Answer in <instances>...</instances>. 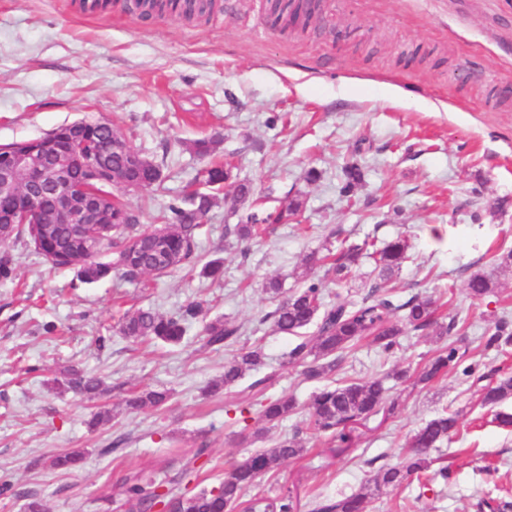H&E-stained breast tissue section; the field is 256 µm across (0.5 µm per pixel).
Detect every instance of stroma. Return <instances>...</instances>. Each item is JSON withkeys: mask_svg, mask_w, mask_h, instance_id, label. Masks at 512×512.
Returning a JSON list of instances; mask_svg holds the SVG:
<instances>
[{"mask_svg": "<svg viewBox=\"0 0 512 512\" xmlns=\"http://www.w3.org/2000/svg\"><path fill=\"white\" fill-rule=\"evenodd\" d=\"M80 119L111 120L126 142L158 164L164 189L122 194L139 223L156 224L181 205L206 159L195 140H213L210 158L249 181L253 199L231 212L224 202L198 231L200 263L221 259L212 281L179 269L152 281L80 283L23 241L9 246L14 279L0 281V482L35 489L48 512H123L118 487L142 472L164 479L200 446L209 457L188 493L219 485L231 466L305 428V405L322 384L382 380L386 401L354 424L348 442L306 435L301 458L260 478L253 499L290 496L293 512L316 497L348 495L377 470L403 462L409 439L442 412L458 413L455 435L432 449L447 478L410 479L368 498L365 512H480L483 499L512 503V430L481 405L485 380L512 373V346L486 352L494 318H512V0H321L317 22L281 31L265 0H223L197 21L145 17L112 0L89 15L79 0H0V143L38 138ZM362 177L341 195L345 164ZM319 177L308 181V170ZM295 198L297 223L239 243L228 226L248 213ZM404 236L411 250L390 281L399 300L431 297L458 363L430 384L395 379L423 368L439 349L407 330L390 353L359 341L326 381L307 379L287 358L291 336L264 316L275 303L268 278L289 295L305 282L304 258L326 246ZM493 273V294L471 299L474 272ZM192 301L204 317L180 344L135 341L119 333L125 309L168 314ZM241 324L224 348L205 344L206 322ZM109 337L98 348V336ZM261 345L263 392L244 385L204 396L225 362ZM98 376L104 396L88 401L58 389L60 370ZM474 375H464L466 367ZM169 393L160 408L126 413L130 391ZM294 397L299 408L262 431L259 404ZM109 419L90 427L93 414ZM82 448L71 472L44 467L48 456Z\"/></svg>", "mask_w": 512, "mask_h": 512, "instance_id": "1", "label": "stroma"}]
</instances>
